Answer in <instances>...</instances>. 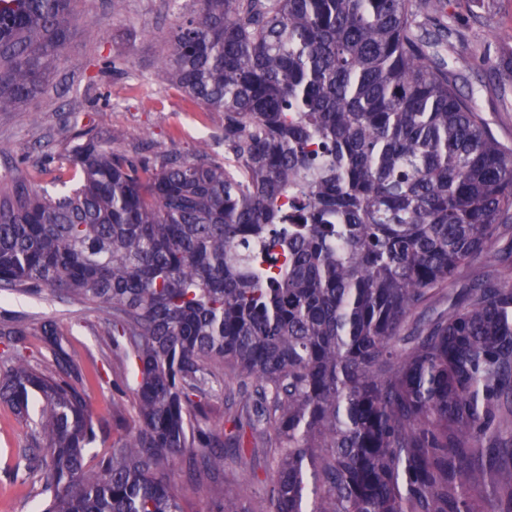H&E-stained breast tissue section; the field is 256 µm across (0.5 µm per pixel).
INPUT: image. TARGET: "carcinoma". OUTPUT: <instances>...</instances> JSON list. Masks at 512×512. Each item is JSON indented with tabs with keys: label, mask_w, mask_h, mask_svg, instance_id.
<instances>
[{
	"label": "carcinoma",
	"mask_w": 512,
	"mask_h": 512,
	"mask_svg": "<svg viewBox=\"0 0 512 512\" xmlns=\"http://www.w3.org/2000/svg\"><path fill=\"white\" fill-rule=\"evenodd\" d=\"M79 0H0V112L36 97ZM162 72L224 113L220 159L76 136L54 193L0 173V294L105 315L136 417L103 453L57 322L0 320V404L28 422L12 469L37 512H512V222L499 143L426 27L447 0H197ZM459 301L434 295L463 268ZM29 336L45 352L22 353ZM224 397L231 429L209 427ZM492 249L500 257L499 275L502 278L510 277L512 273V223L501 226ZM184 470V466L180 465L176 474V482L185 512H202L205 508L211 507L209 489L190 483Z\"/></svg>",
	"instance_id": "cac0c4a2"
}]
</instances>
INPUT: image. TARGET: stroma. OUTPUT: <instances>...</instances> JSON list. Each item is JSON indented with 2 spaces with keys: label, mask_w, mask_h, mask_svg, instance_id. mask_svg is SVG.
<instances>
[{
  "label": "stroma",
  "mask_w": 512,
  "mask_h": 512,
  "mask_svg": "<svg viewBox=\"0 0 512 512\" xmlns=\"http://www.w3.org/2000/svg\"><path fill=\"white\" fill-rule=\"evenodd\" d=\"M195 0H126L110 13L108 0H80V18L60 64L37 96L15 112H0V165L62 153L78 133L121 132L117 146L133 156L166 151L191 154L208 137L216 155L224 153V115L191 110L175 87L156 77L170 35ZM445 37L449 51H462L472 68L459 85L474 93L495 137L512 145V0H450ZM116 68L99 76L103 59ZM0 312L39 319L56 318L68 334L71 352L86 373L85 394L92 411L108 421V442L121 435L119 410L130 407L126 371L113 368L103 321L77 313L51 292L12 297ZM25 424L0 407V512H32L26 489L12 482L6 461L25 443Z\"/></svg>",
  "instance_id": "1"
}]
</instances>
